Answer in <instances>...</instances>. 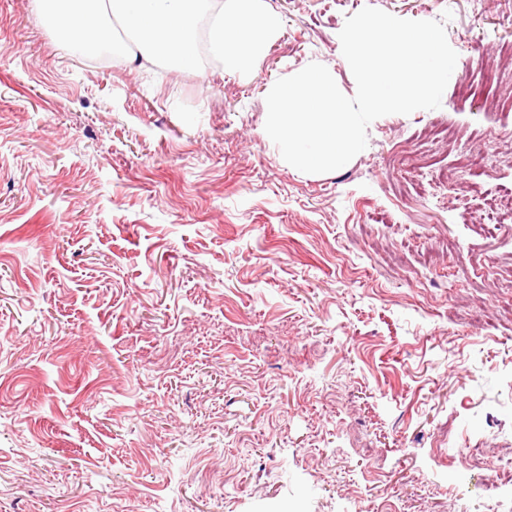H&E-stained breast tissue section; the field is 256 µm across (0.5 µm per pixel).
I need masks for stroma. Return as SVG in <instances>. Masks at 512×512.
Returning a JSON list of instances; mask_svg holds the SVG:
<instances>
[{
	"mask_svg": "<svg viewBox=\"0 0 512 512\" xmlns=\"http://www.w3.org/2000/svg\"><path fill=\"white\" fill-rule=\"evenodd\" d=\"M264 4L245 76L98 65L0 0V512H512V227L477 229L512 103L458 94L512 74V0ZM367 6L451 11L457 74L301 172L266 90L317 62L354 96Z\"/></svg>",
	"mask_w": 512,
	"mask_h": 512,
	"instance_id": "35a3bbf8",
	"label": "stroma"
}]
</instances>
